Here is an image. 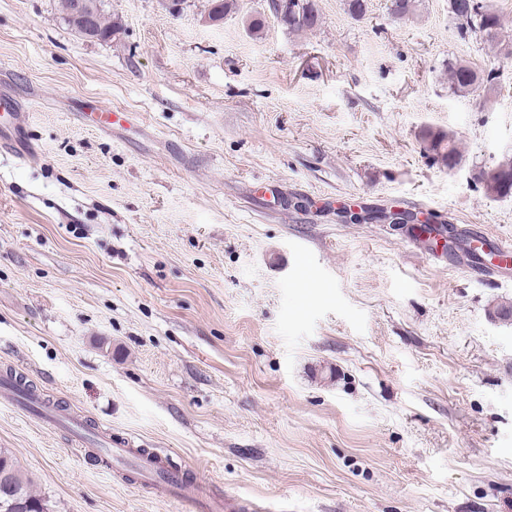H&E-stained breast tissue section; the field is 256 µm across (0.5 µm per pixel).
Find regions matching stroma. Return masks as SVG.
Here are the masks:
<instances>
[{
  "mask_svg": "<svg viewBox=\"0 0 512 512\" xmlns=\"http://www.w3.org/2000/svg\"><path fill=\"white\" fill-rule=\"evenodd\" d=\"M367 3L316 0L294 34L265 0L215 25L211 0H104L99 41L59 0H0V94L38 149H0V373L261 512H512V320L489 315L512 267L443 245L512 241V198L472 176L512 149V58L448 0ZM455 59L495 92L449 94ZM112 110L131 123L96 125ZM427 127L460 166L423 156ZM83 438L0 386V448L53 512H194Z\"/></svg>",
  "mask_w": 512,
  "mask_h": 512,
  "instance_id": "35a3bbf8",
  "label": "stroma"
}]
</instances>
